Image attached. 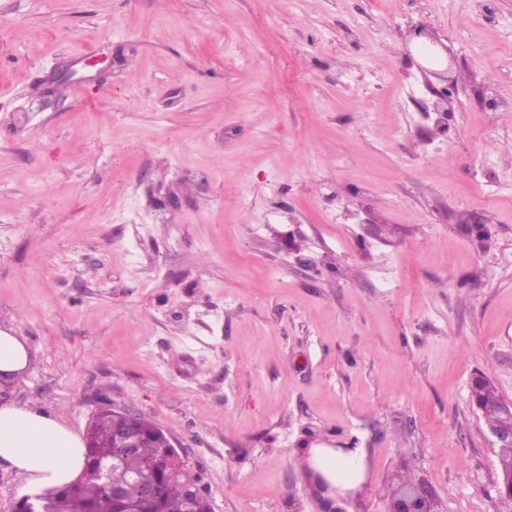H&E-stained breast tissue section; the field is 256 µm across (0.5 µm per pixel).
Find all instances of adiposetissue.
Segmentation results:
<instances>
[{"mask_svg": "<svg viewBox=\"0 0 512 512\" xmlns=\"http://www.w3.org/2000/svg\"><path fill=\"white\" fill-rule=\"evenodd\" d=\"M80 437L54 417L33 409L0 406V464L25 479V488L35 491L77 480L83 470ZM313 467L340 492L358 488L365 477L361 451L314 448Z\"/></svg>", "mask_w": 512, "mask_h": 512, "instance_id": "1", "label": "adipose tissue"}]
</instances>
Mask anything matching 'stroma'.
I'll list each match as a JSON object with an SVG mask.
<instances>
[{
  "label": "stroma",
  "instance_id": "1",
  "mask_svg": "<svg viewBox=\"0 0 512 512\" xmlns=\"http://www.w3.org/2000/svg\"><path fill=\"white\" fill-rule=\"evenodd\" d=\"M0 328V405L133 409L212 512H324V446L349 512H512L470 394L512 399V0H0ZM407 37L424 39L420 42H417L414 45V48L420 58L425 62L431 63L442 58L446 59V68L443 70L430 68L423 64H418V66L424 74L443 78L446 82H448L449 52L448 45L445 43V41L448 42V39L442 38L424 21H417L412 24ZM30 362V353L21 336L0 329V372L14 375L25 369ZM313 467L336 487L341 495L358 488L365 477V456L360 450L342 448H311ZM396 496L389 512H442L433 491L422 482L407 483Z\"/></svg>",
  "mask_w": 512,
  "mask_h": 512
}]
</instances>
